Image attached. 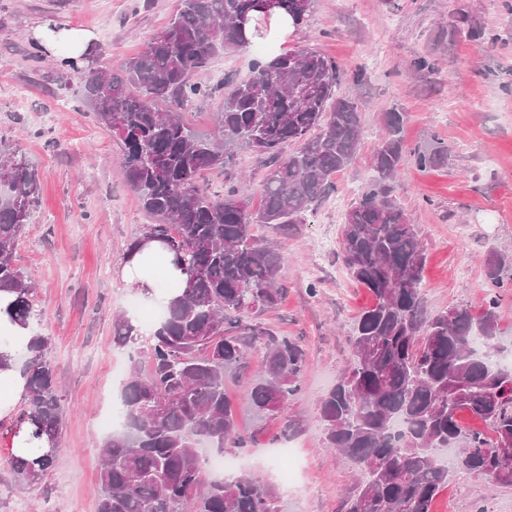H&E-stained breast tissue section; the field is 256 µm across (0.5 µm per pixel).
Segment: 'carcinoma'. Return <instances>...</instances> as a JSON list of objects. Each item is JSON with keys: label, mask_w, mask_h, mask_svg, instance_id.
I'll return each mask as SVG.
<instances>
[{"label": "carcinoma", "mask_w": 512, "mask_h": 512, "mask_svg": "<svg viewBox=\"0 0 512 512\" xmlns=\"http://www.w3.org/2000/svg\"><path fill=\"white\" fill-rule=\"evenodd\" d=\"M314 0H282L280 11L304 24ZM268 21L255 0H177L167 26L120 72L97 63L57 70L59 86L80 80L97 122L112 132L128 184L155 219L141 236L176 253L186 287L163 309L120 393V428L102 444L98 512H281L259 477L238 471L209 479L199 448L249 446L239 432L227 377H245L252 347L263 346L262 370L248 378L246 399L261 417L284 414L303 385L306 353L296 341L241 326L240 314L278 305L283 241L305 223L311 206L332 188L361 141V112L338 95L336 61L311 48L257 60L250 76L224 93L214 130H191L178 112L212 93L192 81L217 49L250 45L240 17ZM386 136L373 157L376 177L345 213L339 248L349 275L373 295L350 342L353 361L320 400L324 447L347 457L357 473L346 512H432L448 486V467L434 450L454 448L453 466L512 485V462L499 463L512 442V369L489 359L499 348V296L481 316L453 306L430 316L422 299L425 250L416 225L394 194L409 161L421 170L443 153L411 151L401 137L404 113L383 116ZM297 149L288 151V146ZM275 160L257 213L238 186L223 196L200 184L205 171L225 170L235 148ZM35 169L19 146L0 148V292L15 295L12 316L34 313L33 287L15 262L21 233L38 203ZM282 236L259 240L253 226ZM512 257L490 251L486 287H507ZM481 339L486 354L471 347ZM129 326L116 322L112 343L129 349ZM52 336L33 326L23 365L25 406L16 424L59 437L65 407L58 373L46 354ZM466 413L490 433L460 422ZM17 481L41 480L56 458H9Z\"/></svg>", "instance_id": "carcinoma-1"}]
</instances>
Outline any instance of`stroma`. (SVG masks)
Masks as SVG:
<instances>
[{
  "label": "stroma",
  "instance_id": "obj_1",
  "mask_svg": "<svg viewBox=\"0 0 512 512\" xmlns=\"http://www.w3.org/2000/svg\"><path fill=\"white\" fill-rule=\"evenodd\" d=\"M177 0H0V139L19 144L40 179V199L21 234L18 265L31 273L50 357L63 381L64 427L53 470L20 488L7 463L10 420L0 421V512H97L103 417L117 415L133 361L115 348L118 316L133 294L118 288L113 269L127 244L152 218L143 211L117 163L120 146L97 124L82 87H60L52 57H29L32 31L56 22L94 34L109 64L135 56L166 25ZM288 48L309 47L332 58L339 95L362 112L353 161L333 178L331 200L316 204L299 233L286 240L279 306L245 316L251 326L297 340L308 360L288 415L257 419L246 383L227 378L239 427L252 446L241 468L260 474L280 496L281 512H342L356 482L348 460L323 449L321 397L353 358L349 342L371 294L353 282L338 247L345 211L374 178L372 158L384 137V113H404L409 149H447L445 162L425 171L406 165L396 195L416 224L427 256L424 297L429 311L486 306L484 258L512 255V0H315ZM267 41L217 54L194 81L218 86L246 79L252 63L274 54ZM425 57L431 69L415 72ZM268 164L238 150L231 172L214 170L202 184L223 193L228 176L246 175L249 204L263 205ZM296 448L297 479L285 485L275 453ZM434 512H512V486L457 470Z\"/></svg>",
  "mask_w": 512,
  "mask_h": 512
}]
</instances>
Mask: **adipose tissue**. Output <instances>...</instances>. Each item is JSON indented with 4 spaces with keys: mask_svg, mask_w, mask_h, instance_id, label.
<instances>
[{
    "mask_svg": "<svg viewBox=\"0 0 512 512\" xmlns=\"http://www.w3.org/2000/svg\"><path fill=\"white\" fill-rule=\"evenodd\" d=\"M35 37L60 59L79 57L92 42L90 32L70 29L54 32L46 26L37 28ZM118 276L124 288L159 305L172 298L163 288L165 281L177 285L183 282L181 272L172 263L171 253L156 241L145 242L130 259L120 261ZM11 300V295L0 292V355L11 361L10 367H0V418L9 416L25 393V379L15 357L25 349L31 336L30 326L8 317L6 308Z\"/></svg>",
    "mask_w": 512,
    "mask_h": 512,
    "instance_id": "adipose-tissue-1",
    "label": "adipose tissue"
}]
</instances>
